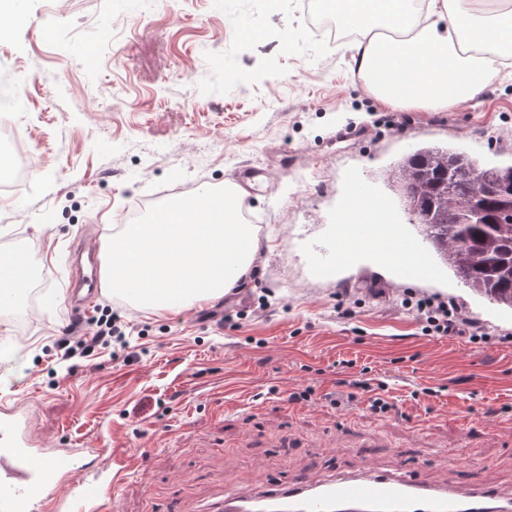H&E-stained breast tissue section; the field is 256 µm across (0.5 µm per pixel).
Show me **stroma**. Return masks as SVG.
<instances>
[{
	"label": "stroma",
	"mask_w": 512,
	"mask_h": 512,
	"mask_svg": "<svg viewBox=\"0 0 512 512\" xmlns=\"http://www.w3.org/2000/svg\"><path fill=\"white\" fill-rule=\"evenodd\" d=\"M0 36V88L18 85L14 133L39 163L0 193V251L33 255L36 299L0 310V401L21 404L44 448H122V484L86 465L54 512H202L240 486L417 468L458 488L484 473L512 493V308L440 266L406 283L359 255L341 265L337 226L354 191L387 201L401 237L425 248L395 174L423 147L512 164V78L447 109L382 107L349 72L350 41L316 29L306 0H15ZM257 25L262 38L245 42ZM268 172L247 213L262 262L244 290L160 315L101 292L69 314L62 285L88 234L125 223L165 185L239 183ZM454 302L488 338L430 336L401 307L405 289ZM111 308L126 347H75ZM310 390L306 400L295 393ZM354 396L339 407L330 393ZM394 405L370 408L371 390Z\"/></svg>",
	"instance_id": "obj_1"
}]
</instances>
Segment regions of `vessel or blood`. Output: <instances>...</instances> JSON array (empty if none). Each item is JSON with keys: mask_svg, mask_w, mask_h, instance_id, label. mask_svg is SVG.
<instances>
[{"mask_svg": "<svg viewBox=\"0 0 512 512\" xmlns=\"http://www.w3.org/2000/svg\"><path fill=\"white\" fill-rule=\"evenodd\" d=\"M385 209L382 200L357 195L348 201L344 217L364 235L376 231ZM74 254L80 263L67 295L71 314L80 316L99 295L102 258L99 245L92 241ZM76 463L73 451L51 452L31 439L25 410L0 405V512H44L42 493L71 474ZM258 499L284 505L288 512H512V496L502 493L493 478L460 493L429 482L414 470L315 482L303 477L288 488L259 496L235 489L225 492L223 512H246Z\"/></svg>", "mask_w": 512, "mask_h": 512, "instance_id": "1", "label": "vessel or blood"}]
</instances>
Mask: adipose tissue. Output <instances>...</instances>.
<instances>
[{"instance_id":"obj_1","label":"adipose tissue","mask_w":512,"mask_h":512,"mask_svg":"<svg viewBox=\"0 0 512 512\" xmlns=\"http://www.w3.org/2000/svg\"><path fill=\"white\" fill-rule=\"evenodd\" d=\"M337 23L359 31L348 66L382 105L446 107L475 99L499 78L512 45V0H326ZM247 193L198 190L190 213L175 200L145 224H123L105 236L109 289L133 292L153 312L206 304L245 282L259 239L242 218ZM350 254L397 264L394 225L365 239L341 227ZM30 254L0 253V289L17 297L29 286Z\"/></svg>"}]
</instances>
